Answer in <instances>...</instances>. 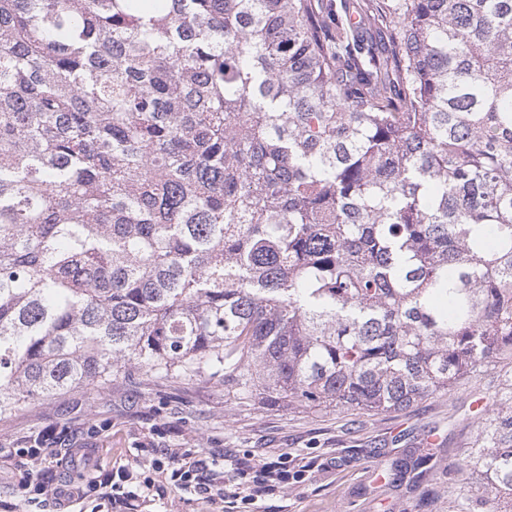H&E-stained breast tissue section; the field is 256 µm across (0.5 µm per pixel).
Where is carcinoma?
<instances>
[{
  "label": "carcinoma",
  "mask_w": 512,
  "mask_h": 512,
  "mask_svg": "<svg viewBox=\"0 0 512 512\" xmlns=\"http://www.w3.org/2000/svg\"><path fill=\"white\" fill-rule=\"evenodd\" d=\"M512 362V0H0V419L127 368L404 410ZM457 469L512 495V415Z\"/></svg>",
  "instance_id": "cac0c4a2"
}]
</instances>
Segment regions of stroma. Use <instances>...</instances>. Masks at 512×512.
I'll return each instance as SVG.
<instances>
[{"label": "stroma", "instance_id": "1", "mask_svg": "<svg viewBox=\"0 0 512 512\" xmlns=\"http://www.w3.org/2000/svg\"><path fill=\"white\" fill-rule=\"evenodd\" d=\"M479 397L499 412H512V384L497 369L477 380H460L406 410L369 414L242 402L218 378L156 382L138 373L121 374L104 386L77 388L1 419L0 446L46 426L68 428L72 437L86 439L92 458L87 464L63 460L55 476L85 482L93 467L126 466L151 474L153 454L140 446L151 434L156 447L200 451L229 487L251 456L274 459L284 453L289 470L306 469L304 482L273 484L250 512H457L467 490L457 485L456 469L463 452L486 436L474 405ZM92 420L112 426L88 439L84 432ZM429 435L440 441L435 458L419 475L397 474L396 462ZM213 510L193 490L171 486L152 496L142 512Z\"/></svg>", "mask_w": 512, "mask_h": 512}]
</instances>
